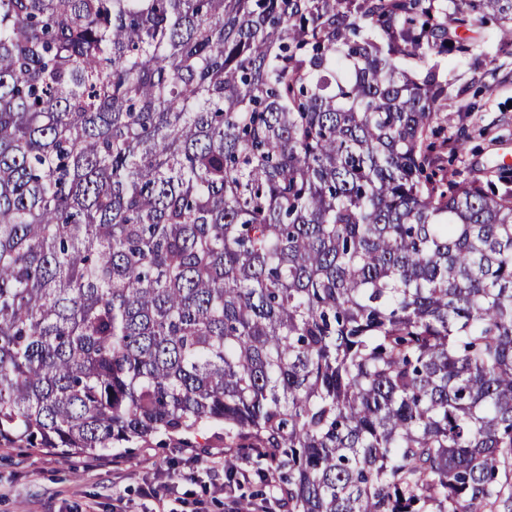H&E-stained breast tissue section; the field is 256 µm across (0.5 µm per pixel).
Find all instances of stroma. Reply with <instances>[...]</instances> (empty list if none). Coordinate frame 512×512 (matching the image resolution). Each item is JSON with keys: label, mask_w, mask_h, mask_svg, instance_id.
<instances>
[{"label": "stroma", "mask_w": 512, "mask_h": 512, "mask_svg": "<svg viewBox=\"0 0 512 512\" xmlns=\"http://www.w3.org/2000/svg\"><path fill=\"white\" fill-rule=\"evenodd\" d=\"M448 108L433 122L450 178L512 193V47L449 56ZM216 426L202 427L194 448H116L111 455L61 457L47 448L0 444V512H228L230 502L280 512L257 479L225 475L226 450ZM156 486L158 497L143 494Z\"/></svg>", "instance_id": "stroma-1"}]
</instances>
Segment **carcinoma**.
I'll return each instance as SVG.
<instances>
[{"mask_svg":"<svg viewBox=\"0 0 512 512\" xmlns=\"http://www.w3.org/2000/svg\"><path fill=\"white\" fill-rule=\"evenodd\" d=\"M512 0H0V442L204 423L285 512H512V196L448 179Z\"/></svg>","mask_w":512,"mask_h":512,"instance_id":"cac0c4a2","label":"carcinoma"}]
</instances>
